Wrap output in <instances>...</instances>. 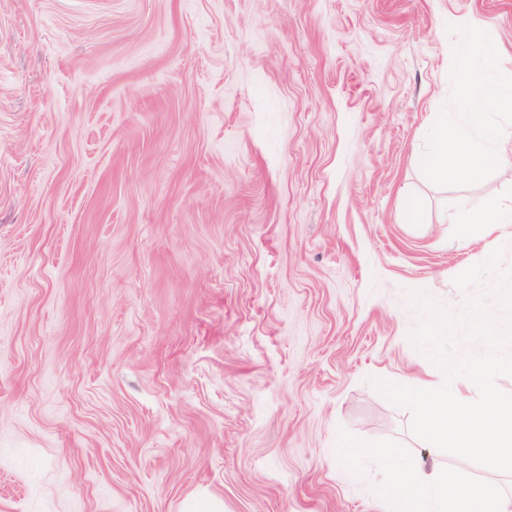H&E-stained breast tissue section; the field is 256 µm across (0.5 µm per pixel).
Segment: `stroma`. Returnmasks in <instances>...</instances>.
I'll return each instance as SVG.
<instances>
[{
	"label": "stroma",
	"mask_w": 512,
	"mask_h": 512,
	"mask_svg": "<svg viewBox=\"0 0 512 512\" xmlns=\"http://www.w3.org/2000/svg\"><path fill=\"white\" fill-rule=\"evenodd\" d=\"M512 83V0H0V512H390L417 438L374 387L438 371L405 293L512 226L416 163ZM418 212H409L406 198ZM502 214L499 201L489 198L480 207L467 211V221L468 224H510L512 214L507 220L502 217Z\"/></svg>",
	"instance_id": "35a3bbf8"
}]
</instances>
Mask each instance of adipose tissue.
I'll return each mask as SVG.
<instances>
[{
	"label": "adipose tissue",
	"instance_id": "obj_1",
	"mask_svg": "<svg viewBox=\"0 0 512 512\" xmlns=\"http://www.w3.org/2000/svg\"><path fill=\"white\" fill-rule=\"evenodd\" d=\"M485 53V45L476 44L464 57L463 91L468 109L465 122L446 126L436 146L419 159L421 167L438 179L479 178L495 151L494 137L485 132L487 115L479 106L500 100L512 103V87L489 83L474 71V59ZM497 497L494 487L473 488L449 468L409 470L397 486L393 512H478L481 500Z\"/></svg>",
	"mask_w": 512,
	"mask_h": 512
}]
</instances>
